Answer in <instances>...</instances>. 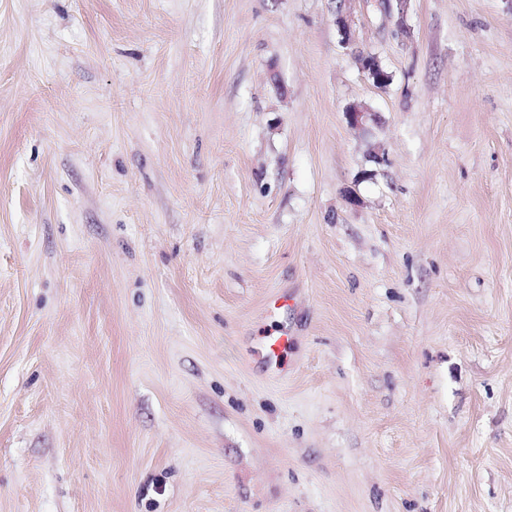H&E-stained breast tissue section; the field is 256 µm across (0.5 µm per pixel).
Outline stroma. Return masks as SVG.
Instances as JSON below:
<instances>
[{
    "instance_id": "obj_1",
    "label": "stroma",
    "mask_w": 512,
    "mask_h": 512,
    "mask_svg": "<svg viewBox=\"0 0 512 512\" xmlns=\"http://www.w3.org/2000/svg\"><path fill=\"white\" fill-rule=\"evenodd\" d=\"M0 512H512V0H0ZM292 344L293 339L291 336H288V332L270 331L267 335L263 336L257 353L268 368L280 369Z\"/></svg>"
}]
</instances>
